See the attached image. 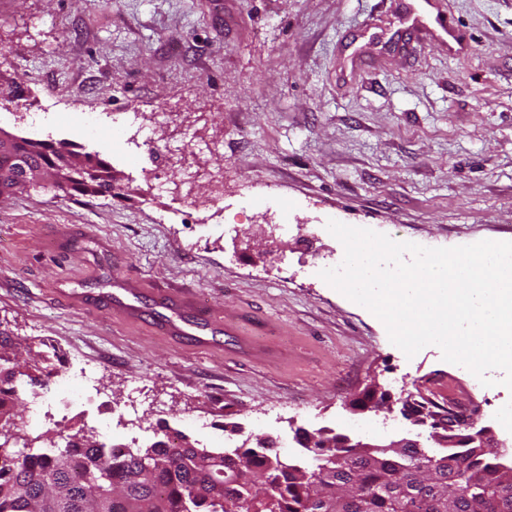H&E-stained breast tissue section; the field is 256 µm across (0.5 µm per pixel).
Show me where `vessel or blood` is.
<instances>
[{"mask_svg":"<svg viewBox=\"0 0 512 512\" xmlns=\"http://www.w3.org/2000/svg\"><path fill=\"white\" fill-rule=\"evenodd\" d=\"M395 22L397 42L404 51H413L415 43L436 38L446 40L449 49L458 54L469 47L466 34L455 26L445 0H397ZM154 303L171 313L162 325L163 332L168 335L187 333L182 325L185 316L195 315L204 324L209 321L191 301L167 290L155 291Z\"/></svg>","mask_w":512,"mask_h":512,"instance_id":"1","label":"vessel or blood"}]
</instances>
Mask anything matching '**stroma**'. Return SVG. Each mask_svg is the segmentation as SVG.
<instances>
[{
  "instance_id": "obj_1",
  "label": "stroma",
  "mask_w": 512,
  "mask_h": 512,
  "mask_svg": "<svg viewBox=\"0 0 512 512\" xmlns=\"http://www.w3.org/2000/svg\"><path fill=\"white\" fill-rule=\"evenodd\" d=\"M450 9L467 53L375 44L348 80L350 41L369 20L387 25L391 0H0V82L19 88L0 100V128L75 143L113 175L106 197L49 185L0 197V321L55 371L93 364L110 401L100 419L144 385L137 432L110 420L104 440L145 446L166 422L216 449L299 427L383 445L420 428L352 398L437 401L456 379L470 426L512 464L503 371L486 387L437 346L406 357L319 276L344 257L331 219L431 248L512 242V0ZM159 158L165 191L149 181ZM190 168L186 203L171 187ZM116 280L142 318L112 309ZM153 288L225 324L248 313L253 350L162 335Z\"/></svg>"
}]
</instances>
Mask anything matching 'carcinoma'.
I'll return each instance as SVG.
<instances>
[{
	"label": "carcinoma",
	"instance_id": "obj_1",
	"mask_svg": "<svg viewBox=\"0 0 512 512\" xmlns=\"http://www.w3.org/2000/svg\"><path fill=\"white\" fill-rule=\"evenodd\" d=\"M70 155L35 152L32 160L58 165L67 178L63 192L112 194L105 160L86 153L72 165ZM18 357L0 376V428L27 451H0V512H219L225 502L236 512H448L451 487L455 512H512V474L499 472L491 452L452 465L438 455L427 461L425 476L412 448H310L312 462L300 463L274 453L264 437L247 448L205 450L182 433L171 442L167 426L155 432L154 447L122 456L112 455L93 429L30 440L16 422L21 401L14 382L26 376L48 386L53 372L39 370L29 347L0 327V362ZM411 408L436 426L448 421V410L422 395ZM36 442L57 446L36 448Z\"/></svg>",
	"mask_w": 512,
	"mask_h": 512
}]
</instances>
